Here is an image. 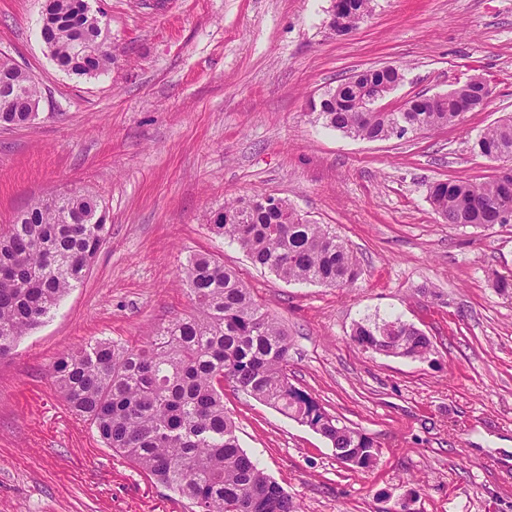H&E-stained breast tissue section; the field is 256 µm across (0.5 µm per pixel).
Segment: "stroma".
I'll use <instances>...</instances> for the list:
<instances>
[{
  "label": "stroma",
  "mask_w": 512,
  "mask_h": 512,
  "mask_svg": "<svg viewBox=\"0 0 512 512\" xmlns=\"http://www.w3.org/2000/svg\"><path fill=\"white\" fill-rule=\"evenodd\" d=\"M114 60L61 71L40 38L46 0H0V54L41 91L28 127L0 128V229L33 201L93 195L111 234L84 281L0 361V512H190L105 448L51 378L82 343L151 340L192 312L186 259L211 253L280 323L291 381L380 447L369 470L266 403L224 389L240 444L299 512H512V224L445 223L433 182L494 177L472 150L512 114V0H372L345 36L331 0H90ZM403 66L393 106L470 75L492 94L458 125L362 140L315 121L310 97L373 66ZM273 193L327 224L361 275L339 290L255 268L207 218ZM401 317L424 360L360 352L355 323Z\"/></svg>",
  "instance_id": "1"
}]
</instances>
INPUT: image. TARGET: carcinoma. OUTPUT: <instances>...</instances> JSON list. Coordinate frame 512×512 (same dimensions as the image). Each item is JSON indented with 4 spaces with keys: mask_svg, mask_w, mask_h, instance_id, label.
<instances>
[{
    "mask_svg": "<svg viewBox=\"0 0 512 512\" xmlns=\"http://www.w3.org/2000/svg\"><path fill=\"white\" fill-rule=\"evenodd\" d=\"M371 0H343L339 23L351 30L370 11ZM108 34L75 0H47L41 37L63 71L88 76L106 71L108 53L78 46ZM397 68L368 69L329 87L310 105L324 127L367 140H385L398 123L426 133L456 125L455 99L429 108L416 100L394 112L368 111L373 86L395 82ZM13 95L0 127H28L40 98L37 83L11 59L0 57V88ZM474 151L490 160L512 159V118L488 127ZM429 199L448 224L492 226L499 201L512 196L495 178L485 182L433 183ZM109 215L97 199L77 190L41 199L0 231V360L36 329L88 274L110 233ZM213 229L236 242L256 267L287 281L345 288L358 277L357 259L325 224L311 222L287 200L274 210L260 196L224 204L209 217ZM182 281L194 312L163 327L145 345L91 340L59 356L53 384L71 412L96 427L103 444L155 481L177 492L195 512H298L288 492L240 445L224 409L226 382L328 439L336 457L352 469L367 468L379 452L364 432L340 424L309 392L288 377V336L254 298L236 271L210 254L187 260ZM385 324L401 329L403 356L425 359L432 342L399 317L355 324L351 341L361 352H389Z\"/></svg>",
    "mask_w": 512,
    "mask_h": 512,
    "instance_id": "cac0c4a2",
    "label": "carcinoma"
}]
</instances>
